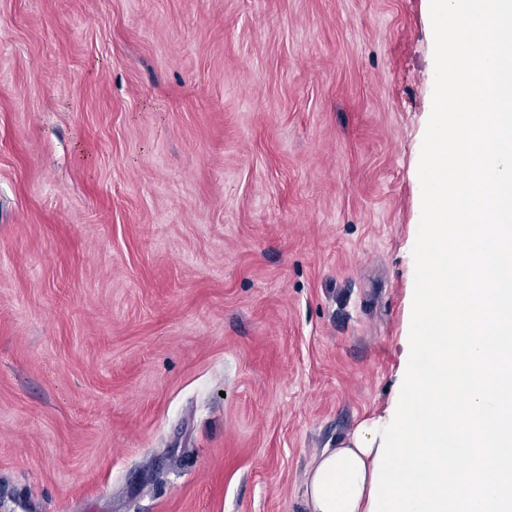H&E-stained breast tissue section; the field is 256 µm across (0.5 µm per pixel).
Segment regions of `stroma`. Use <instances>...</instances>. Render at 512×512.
<instances>
[{"instance_id":"35a3bbf8","label":"stroma","mask_w":512,"mask_h":512,"mask_svg":"<svg viewBox=\"0 0 512 512\" xmlns=\"http://www.w3.org/2000/svg\"><path fill=\"white\" fill-rule=\"evenodd\" d=\"M429 0H0V512H308L402 396Z\"/></svg>"}]
</instances>
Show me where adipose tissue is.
Wrapping results in <instances>:
<instances>
[{"label": "adipose tissue", "instance_id": "obj_1", "mask_svg": "<svg viewBox=\"0 0 512 512\" xmlns=\"http://www.w3.org/2000/svg\"><path fill=\"white\" fill-rule=\"evenodd\" d=\"M431 7L432 257L413 339L431 368H409L405 401L319 458L309 512H512V0Z\"/></svg>", "mask_w": 512, "mask_h": 512}]
</instances>
